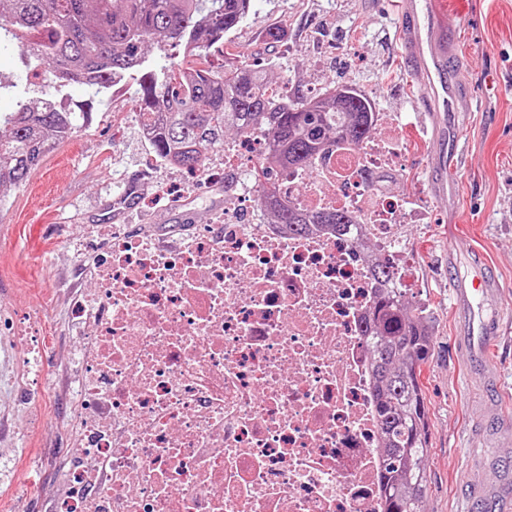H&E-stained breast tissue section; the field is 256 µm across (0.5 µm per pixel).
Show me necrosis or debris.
Instances as JSON below:
<instances>
[{"instance_id": "1", "label": "necrosis or debris", "mask_w": 512, "mask_h": 512, "mask_svg": "<svg viewBox=\"0 0 512 512\" xmlns=\"http://www.w3.org/2000/svg\"><path fill=\"white\" fill-rule=\"evenodd\" d=\"M263 138L225 145L224 221L168 232L113 227L89 303L74 306L83 355L73 390L76 497L58 512H384L372 405L375 337L361 329L384 254L409 288L406 198L377 190L385 141H347L311 171L282 168L281 200L352 223L289 232L246 224Z\"/></svg>"}]
</instances>
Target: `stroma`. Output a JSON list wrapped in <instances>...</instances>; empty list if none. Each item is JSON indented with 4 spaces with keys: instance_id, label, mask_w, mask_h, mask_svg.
Returning a JSON list of instances; mask_svg holds the SVG:
<instances>
[{
    "instance_id": "35a3bbf8",
    "label": "stroma",
    "mask_w": 512,
    "mask_h": 512,
    "mask_svg": "<svg viewBox=\"0 0 512 512\" xmlns=\"http://www.w3.org/2000/svg\"><path fill=\"white\" fill-rule=\"evenodd\" d=\"M461 15L458 66L474 96L458 120L461 155L448 165L454 200L432 194L434 113L415 109L426 77L409 71L398 37L395 0H253L229 36L224 53L266 69L289 96L310 95L330 83L350 84L374 99L378 111L402 115L397 168L387 189L419 209L407 242L417 259L412 304L427 306L432 349L422 367L430 424L426 512H465L458 480L473 449L483 447L480 412L512 415V320L490 353L501 384L485 396L454 345L460 332L451 310L448 260L460 271L483 265L512 310V0H448ZM284 31L265 40L264 29ZM0 80L29 97L54 94L88 114L28 182L8 188L0 211V512H56L69 495L68 471L80 450L63 393L73 371L71 311L95 289L84 268L100 261L112 205L130 179L145 187L126 228L148 224H220L224 210V148L215 146L201 171L158 158L137 120V86L127 83L98 98L77 84L58 87L17 52L0 53Z\"/></svg>"
}]
</instances>
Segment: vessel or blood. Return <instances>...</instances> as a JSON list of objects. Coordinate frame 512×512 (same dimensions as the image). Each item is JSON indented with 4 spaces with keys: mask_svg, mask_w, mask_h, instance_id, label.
Instances as JSON below:
<instances>
[{
    "mask_svg": "<svg viewBox=\"0 0 512 512\" xmlns=\"http://www.w3.org/2000/svg\"><path fill=\"white\" fill-rule=\"evenodd\" d=\"M399 10L405 63L425 74L427 106L439 116L432 190L444 196L453 191L448 161L459 149V138L449 127L448 118L472 107L467 79L454 64L455 26L439 8L438 0H401ZM451 287L453 310L463 330L460 350L476 365L483 389L497 391V368L485 351L504 324L503 290L484 272L455 275ZM481 431L495 453L488 458L474 457L473 464L483 476L476 481L463 479L461 496L469 512H512V420L497 414L482 415Z\"/></svg>",
    "mask_w": 512,
    "mask_h": 512,
    "instance_id": "1",
    "label": "vessel or blood"
}]
</instances>
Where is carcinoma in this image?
I'll use <instances>...</instances> for the list:
<instances>
[{"label":"carcinoma","instance_id":"cac0c4a2","mask_svg":"<svg viewBox=\"0 0 512 512\" xmlns=\"http://www.w3.org/2000/svg\"><path fill=\"white\" fill-rule=\"evenodd\" d=\"M252 0H0V46L19 50L26 66H45L66 85L94 95L116 78L138 77L141 116L152 121L149 144L163 161L193 170L224 134L260 133L269 155L254 170L262 204L275 223L298 232L306 224L341 227L351 218L336 210L303 213L274 200L270 169L277 160L306 168L333 139L361 142L375 112L351 86L327 88L318 100L281 98L269 92L266 71L236 58L220 67L201 62L249 13ZM180 46L183 61L157 73L144 48ZM84 113L57 112L41 100L0 113V188L20 186L43 157L72 133ZM426 308L405 294L379 296L368 333L381 338L376 363L375 412L387 442V512H424L430 425L421 382L431 350Z\"/></svg>","mask_w":512,"mask_h":512}]
</instances>
